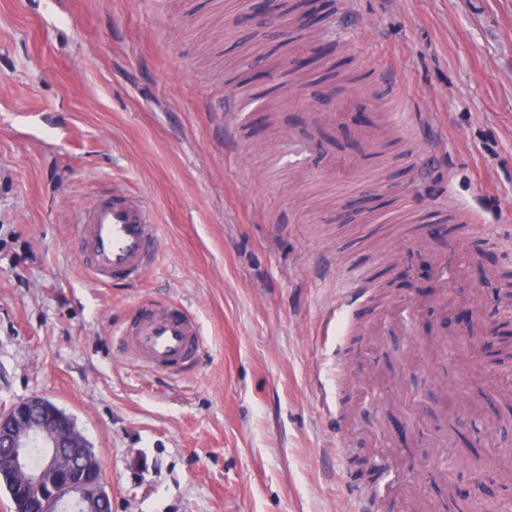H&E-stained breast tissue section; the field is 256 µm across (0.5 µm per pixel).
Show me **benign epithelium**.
<instances>
[{
  "mask_svg": "<svg viewBox=\"0 0 512 512\" xmlns=\"http://www.w3.org/2000/svg\"><path fill=\"white\" fill-rule=\"evenodd\" d=\"M32 447L41 448L36 468L29 464ZM87 448L73 419L46 398L0 411V479L25 488L31 512L41 503L54 512H105L111 496Z\"/></svg>",
  "mask_w": 512,
  "mask_h": 512,
  "instance_id": "obj_1",
  "label": "benign epithelium"
}]
</instances>
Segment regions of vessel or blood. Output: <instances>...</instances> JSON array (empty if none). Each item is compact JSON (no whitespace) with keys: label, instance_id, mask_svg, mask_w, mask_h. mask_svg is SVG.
<instances>
[{"label":"vessel or blood","instance_id":"b4317fda","mask_svg":"<svg viewBox=\"0 0 512 512\" xmlns=\"http://www.w3.org/2000/svg\"><path fill=\"white\" fill-rule=\"evenodd\" d=\"M76 247L87 277L95 284L127 285L139 280L159 255V226L138 195L107 191L75 216ZM363 290L354 286L337 303L340 316L353 318ZM203 331L183 305L135 306L118 331L120 350L139 365L174 372L200 352Z\"/></svg>","mask_w":512,"mask_h":512}]
</instances>
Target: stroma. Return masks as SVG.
<instances>
[{
	"label": "stroma",
	"mask_w": 512,
	"mask_h": 512,
	"mask_svg": "<svg viewBox=\"0 0 512 512\" xmlns=\"http://www.w3.org/2000/svg\"><path fill=\"white\" fill-rule=\"evenodd\" d=\"M250 6L0 0V410L73 417L112 512H512V358L483 331L512 282V0H324L301 70L293 15ZM242 68L267 97L231 89ZM346 85L393 155L360 174L375 200L303 151ZM112 188L145 197L160 260L99 288L73 215ZM357 274L391 290L359 335L333 315ZM155 300L203 326L184 374L112 345Z\"/></svg>",
	"instance_id": "obj_1"
}]
</instances>
